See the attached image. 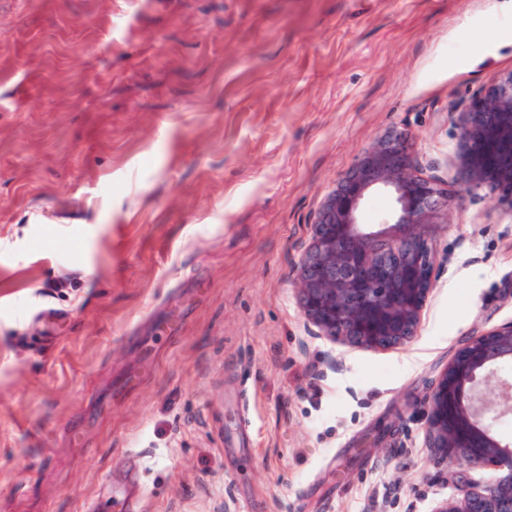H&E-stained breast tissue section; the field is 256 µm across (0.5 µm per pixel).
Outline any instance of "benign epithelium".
<instances>
[{"label":"benign epithelium","instance_id":"obj_1","mask_svg":"<svg viewBox=\"0 0 512 512\" xmlns=\"http://www.w3.org/2000/svg\"><path fill=\"white\" fill-rule=\"evenodd\" d=\"M454 163L468 191L512 210V166L494 167V148H512V71L455 117ZM386 189L396 206L382 224L358 216L370 191ZM448 223V194L421 175L406 130L381 137L323 201L312 224L295 290L313 335L333 344L386 351L410 343L433 288L437 254L427 228ZM512 321L467 339L435 378L426 434L436 465L494 466L501 474L464 481L431 512H512V438L495 431L512 413Z\"/></svg>","mask_w":512,"mask_h":512}]
</instances>
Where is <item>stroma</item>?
<instances>
[{
  "label": "stroma",
  "instance_id": "stroma-1",
  "mask_svg": "<svg viewBox=\"0 0 512 512\" xmlns=\"http://www.w3.org/2000/svg\"><path fill=\"white\" fill-rule=\"evenodd\" d=\"M501 2L0 0V512H431L497 476L434 465L425 417L512 321V210L453 163ZM394 129L448 193L434 286L409 345H335L293 283Z\"/></svg>",
  "mask_w": 512,
  "mask_h": 512
}]
</instances>
